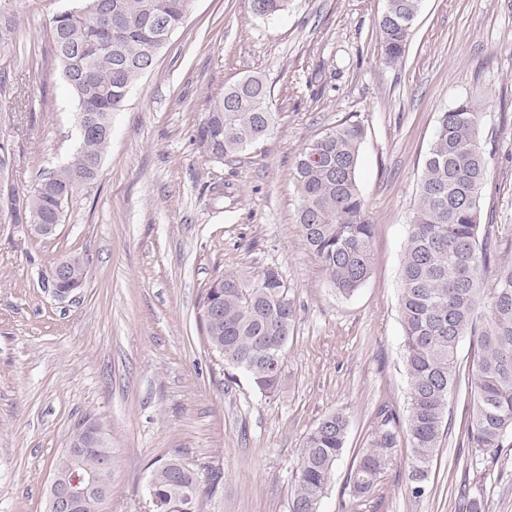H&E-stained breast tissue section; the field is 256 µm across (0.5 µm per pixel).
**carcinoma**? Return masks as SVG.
Instances as JSON below:
<instances>
[{
  "instance_id": "obj_1",
  "label": "carcinoma",
  "mask_w": 512,
  "mask_h": 512,
  "mask_svg": "<svg viewBox=\"0 0 512 512\" xmlns=\"http://www.w3.org/2000/svg\"><path fill=\"white\" fill-rule=\"evenodd\" d=\"M422 0H386L377 20L384 60L402 61ZM254 16L286 10L289 0H249ZM191 0H78L72 10L50 20L51 49L58 75L75 112L94 114L97 130L79 136L67 161L29 189L10 186L0 195V224L38 229L64 220L65 206L93 183L111 143L112 116L124 109L142 64L169 43L154 25L170 20L173 31L185 22ZM18 33L16 16L0 11V51ZM270 91L259 76L236 82L198 123L194 141L201 153L224 159L264 139L275 126ZM482 107L463 98L438 115L409 224L399 284L403 329L402 361L407 378L406 435L410 444L409 490L425 493L429 467L449 433V398L460 383L459 342L475 347L467 378L468 442L496 456L512 434V264L497 266L491 287L484 276L496 262L501 240L483 226L481 208L488 159L479 141ZM364 129L342 122L312 139L292 171L298 196L297 223L303 241L337 295L350 297L368 279L373 262L372 224L357 182ZM58 293L83 286L89 268L70 255ZM218 303L213 318L201 316L207 341L224 366L244 374L267 397L279 391L285 350L296 308L283 276L268 267L253 279L220 274L205 289L202 308ZM279 357L278 368L273 358ZM348 419L341 412L323 416L306 435L290 512H319L346 443ZM397 434L380 430L362 452L349 477L351 494H372ZM112 443L78 457L79 467L95 472ZM156 497L170 512H199L200 484L182 461L171 458L152 472Z\"/></svg>"
}]
</instances>
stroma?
<instances>
[{
    "label": "stroma",
    "instance_id": "stroma-1",
    "mask_svg": "<svg viewBox=\"0 0 512 512\" xmlns=\"http://www.w3.org/2000/svg\"><path fill=\"white\" fill-rule=\"evenodd\" d=\"M76 0H0L20 37L4 56L14 93L0 131L22 145L13 182L30 188L60 166L78 133L50 52L49 20ZM385 0H291L255 17L249 0H192L183 28L112 120L97 181L69 201L47 239L0 224V512H46L53 463L79 421L112 440L110 512H150L148 482L179 456L201 512H289L307 433L348 418L345 450L320 512H512V447L483 457L467 440V396L427 479L408 490L399 436L375 492L353 499L348 477L391 414L404 423L399 270L425 154L439 112L484 106L489 157L483 221L512 239V0H422L401 63L376 36ZM259 75L276 127L235 158L204 156L196 126L225 87ZM364 128L359 188L373 224L371 274L338 296L304 245L291 173L319 133ZM80 253L83 288L58 298L59 259ZM277 267L297 306L280 391L230 379L202 330L199 301L220 273Z\"/></svg>",
    "mask_w": 512,
    "mask_h": 512
}]
</instances>
